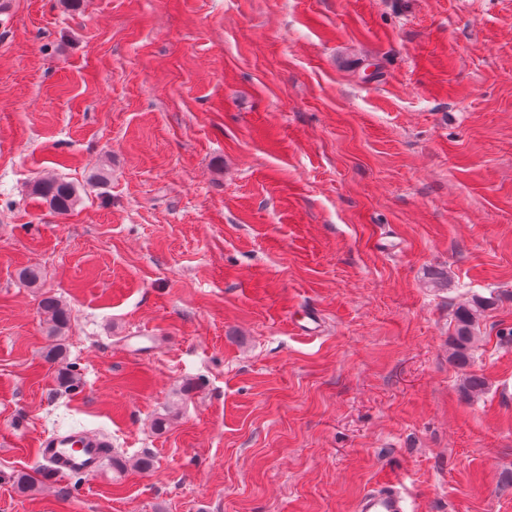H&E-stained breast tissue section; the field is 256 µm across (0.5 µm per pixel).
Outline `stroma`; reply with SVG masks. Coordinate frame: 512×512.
<instances>
[{
  "instance_id": "stroma-1",
  "label": "stroma",
  "mask_w": 512,
  "mask_h": 512,
  "mask_svg": "<svg viewBox=\"0 0 512 512\" xmlns=\"http://www.w3.org/2000/svg\"><path fill=\"white\" fill-rule=\"evenodd\" d=\"M74 429L154 467L47 479ZM388 474L512 512V0H0V512H356ZM32 192L60 215L68 214L79 201L76 187L58 175L38 179L32 186ZM39 309L46 316V321L50 325L49 336L56 338L47 357L52 361L59 360L64 356V344L61 341H63L69 324L68 310L62 300L49 292L42 294ZM493 298L476 297L471 303L461 305L455 313L454 330L448 339L450 361L460 369L471 366L474 358L477 336L475 331L479 320L492 309Z\"/></svg>"
}]
</instances>
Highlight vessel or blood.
Returning a JSON list of instances; mask_svg holds the SVG:
<instances>
[{"label":"vessel or blood","mask_w":512,"mask_h":512,"mask_svg":"<svg viewBox=\"0 0 512 512\" xmlns=\"http://www.w3.org/2000/svg\"><path fill=\"white\" fill-rule=\"evenodd\" d=\"M106 438L87 430L55 434L43 439L38 455L51 477L68 474L94 475L111 451ZM356 512H407V501L399 482L385 480L363 494Z\"/></svg>","instance_id":"obj_1"}]
</instances>
